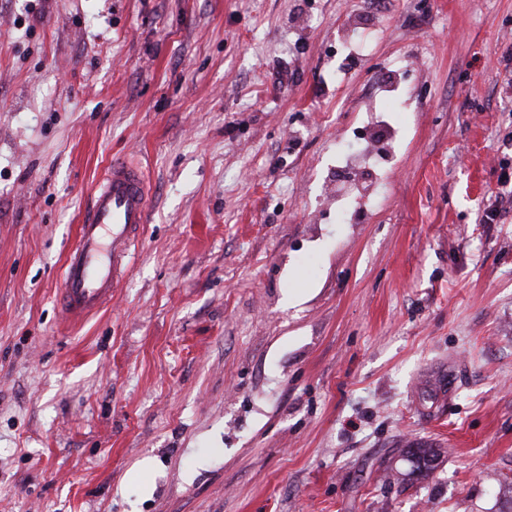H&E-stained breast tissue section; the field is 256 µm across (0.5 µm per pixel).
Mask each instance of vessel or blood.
Instances as JSON below:
<instances>
[{"label":"vessel or blood","instance_id":"b4317fda","mask_svg":"<svg viewBox=\"0 0 512 512\" xmlns=\"http://www.w3.org/2000/svg\"><path fill=\"white\" fill-rule=\"evenodd\" d=\"M147 221V181L142 167L115 158L93 189L92 203L67 251L58 297L65 323L98 312L118 288Z\"/></svg>","mask_w":512,"mask_h":512}]
</instances>
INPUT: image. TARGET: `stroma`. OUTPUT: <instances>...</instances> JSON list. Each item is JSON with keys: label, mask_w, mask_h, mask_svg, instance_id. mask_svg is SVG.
Returning <instances> with one entry per match:
<instances>
[{"label": "stroma", "mask_w": 512, "mask_h": 512, "mask_svg": "<svg viewBox=\"0 0 512 512\" xmlns=\"http://www.w3.org/2000/svg\"><path fill=\"white\" fill-rule=\"evenodd\" d=\"M510 44L512 0H0V512H507ZM115 157L148 220L70 325ZM147 216L145 171L124 158L112 159L65 254L58 297L65 323H79L110 301ZM406 460L411 464V469L407 476L420 475L427 476L433 469V462L437 456L434 448H409L405 452Z\"/></svg>", "instance_id": "obj_1"}]
</instances>
